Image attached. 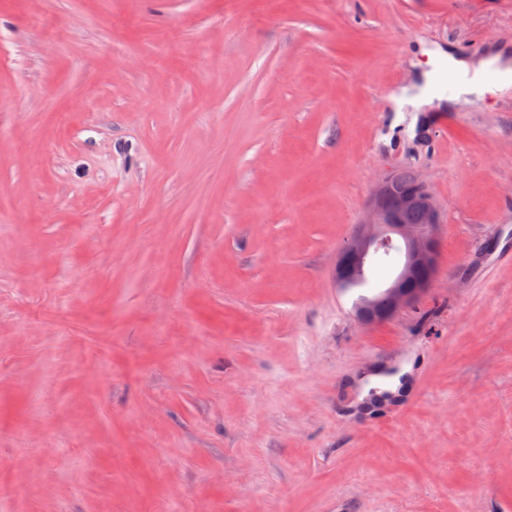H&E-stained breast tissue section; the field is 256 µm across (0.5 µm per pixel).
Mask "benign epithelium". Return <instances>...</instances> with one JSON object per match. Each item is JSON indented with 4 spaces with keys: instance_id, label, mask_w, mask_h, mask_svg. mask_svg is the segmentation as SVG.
I'll return each mask as SVG.
<instances>
[{
    "instance_id": "benign-epithelium-1",
    "label": "benign epithelium",
    "mask_w": 512,
    "mask_h": 512,
    "mask_svg": "<svg viewBox=\"0 0 512 512\" xmlns=\"http://www.w3.org/2000/svg\"><path fill=\"white\" fill-rule=\"evenodd\" d=\"M390 182L388 176L377 184L365 219L336 253L334 276L336 285L341 288L363 277L376 257L400 262L397 275L386 288L355 305V317L365 323L386 321L414 305L432 288L437 276L441 218L434 195L418 178L415 188L401 198L397 212L390 209L386 201ZM403 211L420 212L421 223L405 222L401 216Z\"/></svg>"
}]
</instances>
